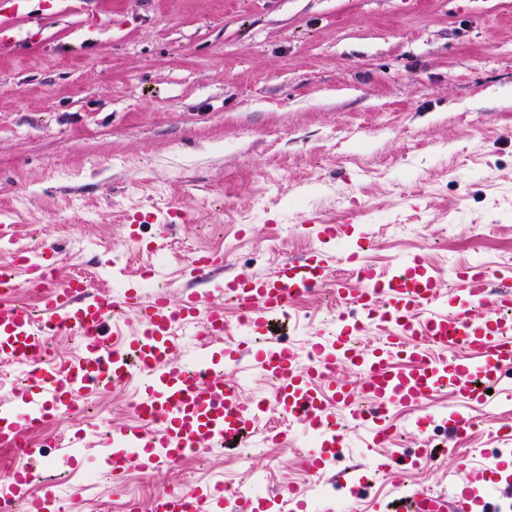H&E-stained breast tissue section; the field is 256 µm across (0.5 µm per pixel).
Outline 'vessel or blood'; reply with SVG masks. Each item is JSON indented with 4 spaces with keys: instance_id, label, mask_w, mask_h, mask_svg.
<instances>
[{
    "instance_id": "1",
    "label": "vessel or blood",
    "mask_w": 512,
    "mask_h": 512,
    "mask_svg": "<svg viewBox=\"0 0 512 512\" xmlns=\"http://www.w3.org/2000/svg\"><path fill=\"white\" fill-rule=\"evenodd\" d=\"M177 207L129 214L126 228L136 236L146 222H170ZM348 223H319V247L303 257L279 262L266 274L224 272V258L212 252L193 256L189 271L198 281L178 300L155 297L143 303L138 288L124 291L125 308L138 314L134 330L109 325L106 305L79 275L56 278L53 254L16 250L10 272L41 288L39 316L16 300L17 284L0 282V357L27 365L22 383L0 397V444L22 448L24 459L0 479V499L23 504V512H59L53 482L39 449L25 440L57 416L69 413L81 399L110 389L119 381H137L138 422L120 425L99 443L98 466L120 478L130 464L146 474L160 471L198 448H222L256 428L265 406L313 435L306 453L316 476L341 452L348 423L366 426L367 447H387L393 436L387 415L397 407L420 409L434 394L451 389L462 403L480 399L482 388L503 384L512 368V288L493 290L491 271L482 265L455 269L456 285L444 292L440 278L416 254L378 272L359 251L336 256L330 244L353 237ZM345 264L349 272L336 275ZM333 281L336 296L354 308V317L337 319L329 334L299 348L270 339V316L292 318L291 303L312 288ZM233 296L249 315L246 341L235 353L273 385L271 399L247 398L242 388L224 379L217 368L216 340L227 329L220 299ZM378 329L374 343L357 338L368 327ZM200 328L203 341L193 362L179 356L180 337ZM74 333L79 354L51 358L50 337ZM347 368L352 378L340 379ZM512 478V450L498 451L474 480L455 484L452 493L407 492L393 501L394 512H499L481 486ZM40 493H31L33 484ZM269 499L229 496L222 485H196L159 495L151 512H267Z\"/></svg>"
}]
</instances>
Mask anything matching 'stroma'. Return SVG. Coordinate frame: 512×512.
<instances>
[{"label": "stroma", "instance_id": "35a3bbf8", "mask_svg": "<svg viewBox=\"0 0 512 512\" xmlns=\"http://www.w3.org/2000/svg\"><path fill=\"white\" fill-rule=\"evenodd\" d=\"M20 41L0 55V208L20 215L6 247L59 254V279L83 276L106 303L146 266L151 300L179 299L194 252L223 254L225 273H266L319 240L312 219L353 215L387 270L422 253L441 280L466 263L512 276V0H22L0 11ZM175 204V225L144 224L131 240L122 216ZM161 243L149 253L141 242ZM333 283L298 305L305 346L333 327ZM130 384L78 401L43 431L65 512H150L162 492L196 482L262 481L287 499L347 501L362 512L393 486L449 490L512 448V399L490 395L452 434L441 414L451 390L416 412L394 410L392 446L365 448L350 427L332 471L360 469L353 491L305 471V438L286 446L213 448L200 459L120 482L96 473L94 443L137 421ZM84 431L83 469L60 438ZM436 453L416 458L422 440ZM397 462L399 483L379 466Z\"/></svg>", "mask_w": 512, "mask_h": 512}]
</instances>
